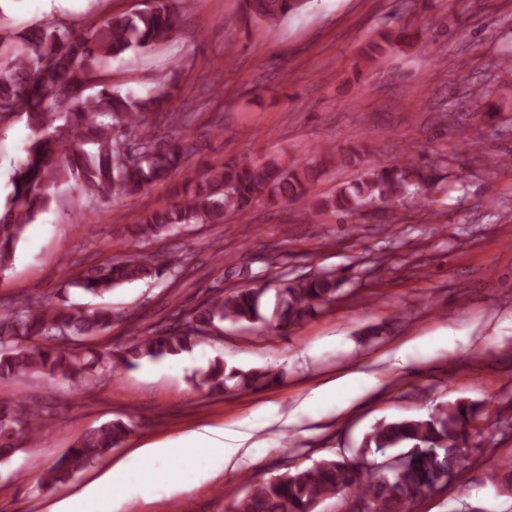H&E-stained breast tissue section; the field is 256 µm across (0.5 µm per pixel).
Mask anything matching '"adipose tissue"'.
Instances as JSON below:
<instances>
[{"instance_id":"adipose-tissue-1","label":"adipose tissue","mask_w":512,"mask_h":512,"mask_svg":"<svg viewBox=\"0 0 512 512\" xmlns=\"http://www.w3.org/2000/svg\"><path fill=\"white\" fill-rule=\"evenodd\" d=\"M244 434L204 428L188 432L163 446H152L131 453L112 467L100 480L79 494L55 504L51 512H96L98 501L104 500L108 489L145 481L169 483L172 492H182L207 474L223 469L238 453ZM185 462L178 479H171L165 466L167 458Z\"/></svg>"}]
</instances>
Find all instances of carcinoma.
Segmentation results:
<instances>
[{
  "label": "carcinoma",
  "mask_w": 512,
  "mask_h": 512,
  "mask_svg": "<svg viewBox=\"0 0 512 512\" xmlns=\"http://www.w3.org/2000/svg\"><path fill=\"white\" fill-rule=\"evenodd\" d=\"M243 2L246 16L261 22L282 19L304 4V0ZM189 6V0H154L146 11L118 14L80 32L49 23L18 40L8 31L0 33V47L12 42L11 56L0 64V118L25 114L32 135L13 174L11 204L0 213V272L12 265L26 225L51 204L61 186L79 183L90 197L133 195L167 179L197 152L196 142L187 135L163 144L154 141L151 117L165 108L173 89L146 97L123 95L112 89L110 80L112 60L169 37ZM365 154L359 146L342 151L322 146L312 159L285 166L261 157L226 159L173 183L171 202L143 212L135 232L146 238L187 224H224L262 198L272 203L303 199L326 166L356 167ZM426 181L414 151L408 150L396 163L370 168L333 196L313 203L312 212L353 214L368 200L387 202ZM162 275L150 258L135 252L83 268L70 286L102 297L125 284ZM342 284L336 272L326 271L310 280L274 277L257 288H232L193 310L180 328L136 336L122 351L92 349L87 358L75 342L111 327L112 310L21 296L0 318V375L38 371L87 386L93 383L88 372L100 363L116 371L143 358L180 354L218 322H248L278 332L324 310ZM270 290L275 291V304L269 311ZM262 378L268 383L275 380L268 371L229 370L224 361L215 359L194 375L193 384L222 392L229 387L249 389ZM478 413L473 405L456 403L437 408L425 419L383 422L367 437V447L381 453L406 446L415 450L398 458L385 473L363 470L343 457L323 459L255 484L233 503L232 512H316L324 499L336 496L344 499V512H411L426 490L439 482L448 486V478L460 472ZM132 431L131 424L122 420L88 429L41 474L40 490L73 479ZM46 434L47 422L37 407L24 401L0 402L1 462L9 461L22 442L39 441Z\"/></svg>",
  "instance_id": "1"
}]
</instances>
